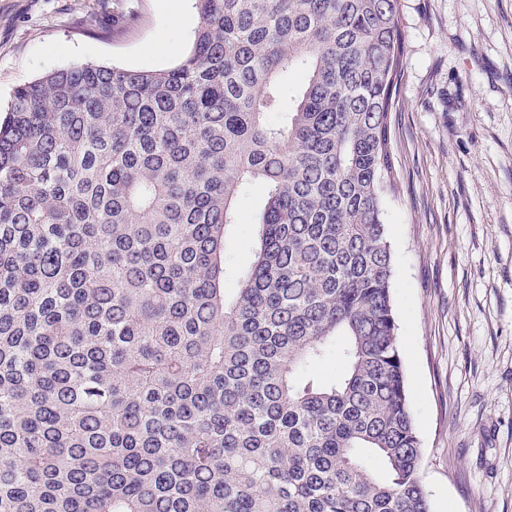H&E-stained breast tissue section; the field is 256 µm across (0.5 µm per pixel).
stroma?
<instances>
[{
	"instance_id": "1",
	"label": "stroma",
	"mask_w": 512,
	"mask_h": 512,
	"mask_svg": "<svg viewBox=\"0 0 512 512\" xmlns=\"http://www.w3.org/2000/svg\"><path fill=\"white\" fill-rule=\"evenodd\" d=\"M167 0H0V109L77 63L172 67L198 25ZM384 200L391 294L431 512H512V0H402ZM264 191L237 203L234 293Z\"/></svg>"
}]
</instances>
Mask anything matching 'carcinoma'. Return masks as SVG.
<instances>
[{"instance_id": "carcinoma-1", "label": "carcinoma", "mask_w": 512, "mask_h": 512, "mask_svg": "<svg viewBox=\"0 0 512 512\" xmlns=\"http://www.w3.org/2000/svg\"><path fill=\"white\" fill-rule=\"evenodd\" d=\"M195 2L177 65L57 69L0 119V512H430L383 209L401 0ZM264 196L262 187L256 185L241 195L237 203L239 222L233 229L229 245L225 252L224 289L227 295L238 288L240 270L246 269L251 259L252 248L256 242L253 222Z\"/></svg>"}]
</instances>
